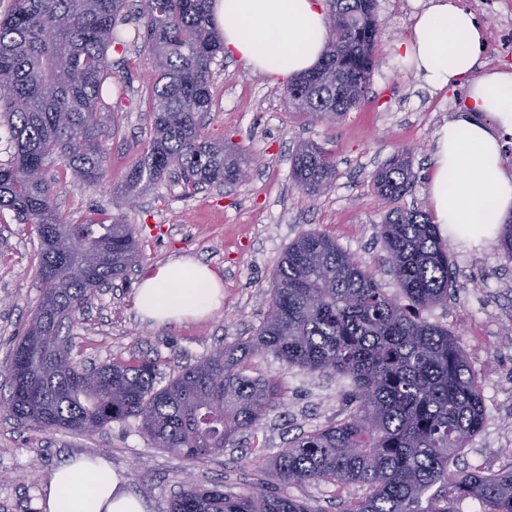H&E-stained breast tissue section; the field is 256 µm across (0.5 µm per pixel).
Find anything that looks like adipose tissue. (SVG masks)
<instances>
[{"label":"adipose tissue","mask_w":512,"mask_h":512,"mask_svg":"<svg viewBox=\"0 0 512 512\" xmlns=\"http://www.w3.org/2000/svg\"><path fill=\"white\" fill-rule=\"evenodd\" d=\"M224 51L247 68L281 82L320 61L329 41L324 0H215ZM484 27L458 0H426L401 42L425 84H466L469 105L443 125L429 178L435 223L478 245L497 236L512 216V174L503 167L500 134L512 132V71L475 75ZM224 298L218 274L195 259L178 257L152 267L134 296L141 317L155 323L199 318ZM44 512H147L104 459H75L54 469Z\"/></svg>","instance_id":"adipose-tissue-1"}]
</instances>
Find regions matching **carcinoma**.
Listing matches in <instances>:
<instances>
[{
  "label": "carcinoma",
  "instance_id": "cac0c4a2",
  "mask_svg": "<svg viewBox=\"0 0 512 512\" xmlns=\"http://www.w3.org/2000/svg\"><path fill=\"white\" fill-rule=\"evenodd\" d=\"M331 40L320 63L288 84L300 115L334 122L357 106L377 62L375 0H325ZM130 0H13L0 17V121L14 143L0 165V210L36 227L41 299L6 370L7 401L20 421L91 436L135 418L157 447L189 461L224 453L279 403L276 381L251 377L243 362L271 354L288 368L348 378L352 412L296 437L275 467L290 483L327 482L364 490L346 512H455L472 498L481 512H512V470L491 474L451 466L484 425L487 409L467 356L448 328L423 312L448 305L457 287L440 225L419 208L392 207L378 238L399 286L392 295L376 274L321 232L291 242L272 278L267 314L255 336L222 347L157 386L155 365L113 362L95 369L71 357L65 322L95 292L141 263L133 228L118 214L66 224L52 204L45 161L55 155L86 181L105 171L99 113L112 95L111 47L143 37L152 59L153 137L130 166L122 194L132 197L174 169L188 186L239 182L250 157L204 136L212 64L224 45L211 0H138L143 32L119 28ZM293 176L311 196L326 192L336 164L323 147L296 153ZM415 179L404 149L372 175L391 204ZM497 247L512 261V218ZM170 512H308L261 488L229 494L224 486L187 485Z\"/></svg>",
  "mask_w": 512,
  "mask_h": 512
}]
</instances>
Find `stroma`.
<instances>
[{
    "label": "stroma",
    "mask_w": 512,
    "mask_h": 512,
    "mask_svg": "<svg viewBox=\"0 0 512 512\" xmlns=\"http://www.w3.org/2000/svg\"><path fill=\"white\" fill-rule=\"evenodd\" d=\"M421 7V0H378L380 64L361 103L333 125L296 115L285 101L284 83L271 82L228 56L216 57L203 132L242 147L253 159L251 175L219 190L189 188L169 172L128 201L122 213L135 231L141 267L126 280L101 288L77 320L64 327L77 363L99 366L149 358L165 381L214 349L254 336L268 309L279 260L288 244L307 231L334 237L376 272L388 293H396L377 240L388 206L376 195L371 175L404 146H415L416 181L399 204L427 209L436 133L463 110L466 98L462 85L443 91L423 86L394 51ZM109 57L112 81L124 84L126 93L112 100L115 127L106 142L104 176L88 183L58 158L46 164L53 205L68 224L112 214L114 193L150 140V56L138 42L110 50ZM304 142L322 145L336 162L332 187L316 197L305 194L292 178L293 157ZM448 249L456 262V294L425 317L456 336L487 408L483 429L458 462L487 472L512 470V264L493 242L477 248L452 242ZM39 251L34 225L20 223L10 211L0 212V366L40 299ZM178 256L197 259L222 276V306L205 319L181 324L141 320L134 306L141 268ZM246 372L277 379L279 404L258 427L239 436L235 446L195 462L152 444L133 421L112 423L90 437L20 422L5 403L8 384L0 374V512H41V491L50 473L83 456L107 458L129 490L144 500L147 512H169L188 480L206 487L217 483L235 493L260 482L268 491L303 502L310 512H344L361 488L286 484L274 460L293 438L347 417L351 382L286 368L269 354L252 356Z\"/></svg>",
    "instance_id": "1"
}]
</instances>
